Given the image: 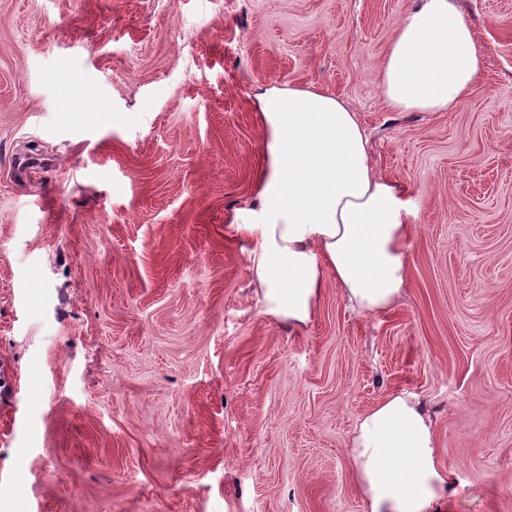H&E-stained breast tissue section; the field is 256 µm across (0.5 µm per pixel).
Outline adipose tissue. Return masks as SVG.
Masks as SVG:
<instances>
[{"label": "adipose tissue", "mask_w": 512, "mask_h": 512, "mask_svg": "<svg viewBox=\"0 0 512 512\" xmlns=\"http://www.w3.org/2000/svg\"><path fill=\"white\" fill-rule=\"evenodd\" d=\"M481 70L457 0H414L389 40L378 85L391 111L450 112ZM258 103V207L231 230L253 244L261 313L306 326L330 281L360 312H385L405 285L411 209L376 171L357 113L315 87L269 88ZM348 455L365 512H441L455 482L439 461L428 406L408 393L387 395L357 418Z\"/></svg>", "instance_id": "adipose-tissue-1"}]
</instances>
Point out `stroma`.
<instances>
[{"mask_svg":"<svg viewBox=\"0 0 512 512\" xmlns=\"http://www.w3.org/2000/svg\"><path fill=\"white\" fill-rule=\"evenodd\" d=\"M412 0H0V512H363L347 445L424 400L444 512H512V0L451 112H391ZM314 86L415 213L379 315H262L258 93Z\"/></svg>","mask_w":512,"mask_h":512,"instance_id":"35a3bbf8","label":"stroma"}]
</instances>
